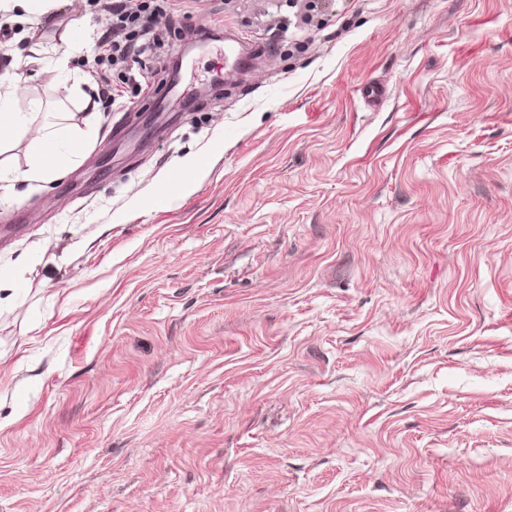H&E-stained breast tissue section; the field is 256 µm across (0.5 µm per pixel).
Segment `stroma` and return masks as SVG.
Segmentation results:
<instances>
[{"label": "stroma", "mask_w": 512, "mask_h": 512, "mask_svg": "<svg viewBox=\"0 0 512 512\" xmlns=\"http://www.w3.org/2000/svg\"><path fill=\"white\" fill-rule=\"evenodd\" d=\"M305 3L157 0L135 79L0 0L16 110L99 128L0 198V512H512V0ZM28 272V261L21 260L14 262L10 268L3 274L0 273V291L10 292L5 297H0V307L2 303H10L16 296L17 288L25 282Z\"/></svg>", "instance_id": "obj_1"}]
</instances>
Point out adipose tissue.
Masks as SVG:
<instances>
[{
  "label": "adipose tissue",
  "instance_id": "ef3b65f1",
  "mask_svg": "<svg viewBox=\"0 0 512 512\" xmlns=\"http://www.w3.org/2000/svg\"><path fill=\"white\" fill-rule=\"evenodd\" d=\"M34 132V152L25 167H0V183L21 182L39 189L52 182L58 172L78 162L97 133L93 125L71 126L44 120L32 124L26 114L14 111L10 94H0V149L6 142Z\"/></svg>",
  "mask_w": 512,
  "mask_h": 512
}]
</instances>
